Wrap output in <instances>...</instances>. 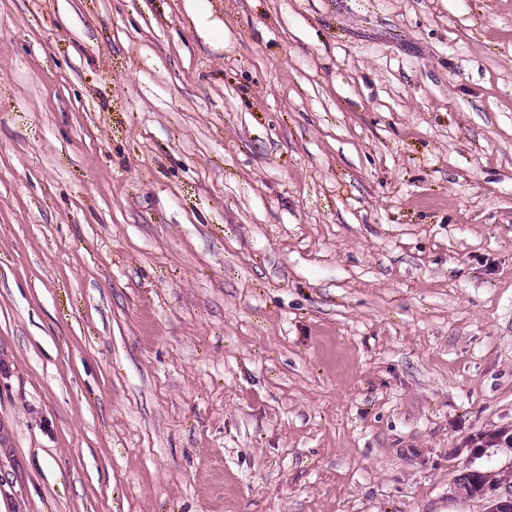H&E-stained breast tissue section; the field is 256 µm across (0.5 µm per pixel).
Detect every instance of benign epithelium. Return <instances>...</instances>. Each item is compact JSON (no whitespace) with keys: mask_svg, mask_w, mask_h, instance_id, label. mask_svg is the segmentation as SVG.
Segmentation results:
<instances>
[{"mask_svg":"<svg viewBox=\"0 0 512 512\" xmlns=\"http://www.w3.org/2000/svg\"><path fill=\"white\" fill-rule=\"evenodd\" d=\"M476 441L480 447L471 449L474 455L486 453L492 444L512 450V426L481 433ZM510 473L512 464L494 470L467 465L455 479L453 490L458 496L482 501L483 512H512V481L506 479Z\"/></svg>","mask_w":512,"mask_h":512,"instance_id":"obj_1","label":"benign epithelium"}]
</instances>
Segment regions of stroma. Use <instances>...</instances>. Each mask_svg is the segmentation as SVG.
<instances>
[{
    "label": "stroma",
    "instance_id": "1",
    "mask_svg": "<svg viewBox=\"0 0 512 512\" xmlns=\"http://www.w3.org/2000/svg\"><path fill=\"white\" fill-rule=\"evenodd\" d=\"M0 356V512H482L512 0H0Z\"/></svg>",
    "mask_w": 512,
    "mask_h": 512
}]
</instances>
